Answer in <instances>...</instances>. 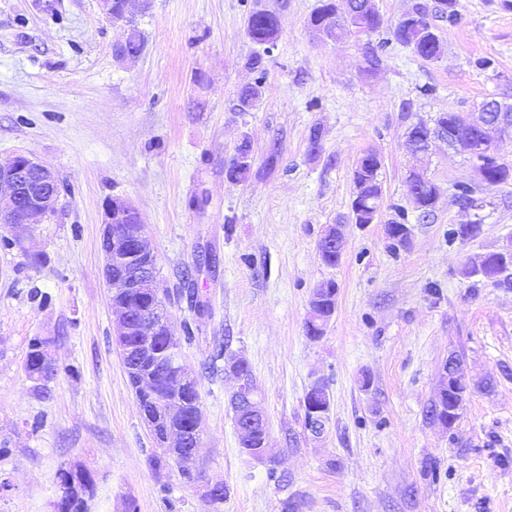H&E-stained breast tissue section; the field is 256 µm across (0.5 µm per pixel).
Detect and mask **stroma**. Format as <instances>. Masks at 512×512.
<instances>
[{
	"instance_id": "1",
	"label": "stroma",
	"mask_w": 512,
	"mask_h": 512,
	"mask_svg": "<svg viewBox=\"0 0 512 512\" xmlns=\"http://www.w3.org/2000/svg\"><path fill=\"white\" fill-rule=\"evenodd\" d=\"M415 2L375 0L383 28L334 43L308 27L317 0H152L137 19L145 47L126 62L114 53L124 30L98 0H0V160L28 155L60 183L54 216L25 245L0 246V512H54L56 474L71 463L94 478L88 512H283L288 500L296 512H512V289L465 274L512 244V186L437 145L424 164L440 196L420 222L406 182L412 125L472 114L491 96L512 103V0H457L431 62L390 40ZM257 8L281 22L261 74L245 67ZM369 46L383 58L374 72ZM481 58L492 67L477 68ZM255 81L259 100L240 110L239 89ZM245 137L253 165L235 184L225 170ZM368 150L382 160L381 212L354 224L352 170ZM459 183L487 203L471 240L448 235L467 219ZM115 197L143 218L175 334L192 329L199 484L151 466L158 445L115 346L101 247ZM400 215L410 234L396 247L385 226ZM330 224L345 227L333 267L316 249ZM328 280L336 313L314 341L310 299ZM36 336L60 366L43 391L24 370ZM217 341L251 367L277 478L240 451L233 383L209 360ZM452 351L470 388L445 430L427 410ZM318 378L332 414L317 440L302 403ZM206 481L228 487L219 507Z\"/></svg>"
}]
</instances>
